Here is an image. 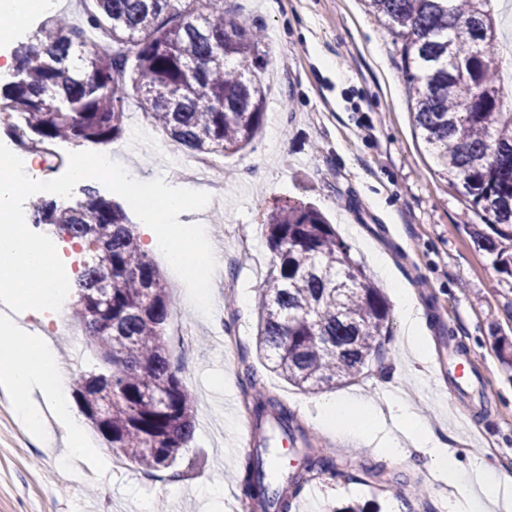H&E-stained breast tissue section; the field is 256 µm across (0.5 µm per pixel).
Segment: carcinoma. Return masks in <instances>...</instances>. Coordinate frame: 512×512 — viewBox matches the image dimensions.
<instances>
[{
	"instance_id": "1",
	"label": "carcinoma",
	"mask_w": 512,
	"mask_h": 512,
	"mask_svg": "<svg viewBox=\"0 0 512 512\" xmlns=\"http://www.w3.org/2000/svg\"><path fill=\"white\" fill-rule=\"evenodd\" d=\"M84 26H41L44 53L17 51L4 98L35 142L110 143L123 132L129 90L178 150L234 154L260 132L266 96L260 31L224 10V0H89ZM401 41L409 103L419 137L442 175L487 223L478 246L512 267V112L494 50L502 38L500 0H366ZM35 224L94 251L76 281L72 316L95 345L97 367L76 375L81 411L107 447L153 474L169 468L194 433L192 396L164 340L172 299L118 204L86 189L60 208L41 203ZM273 253L256 301L257 348L270 369L307 390L354 381L379 361L389 304L351 247L316 208L286 202L270 215ZM252 420L288 436L302 468L281 484L266 473V448L242 462L243 496L260 512H292L313 473L333 459L267 395L245 367Z\"/></svg>"
}]
</instances>
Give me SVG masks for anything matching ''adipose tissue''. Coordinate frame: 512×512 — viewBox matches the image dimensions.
<instances>
[{"label": "adipose tissue", "mask_w": 512, "mask_h": 512, "mask_svg": "<svg viewBox=\"0 0 512 512\" xmlns=\"http://www.w3.org/2000/svg\"><path fill=\"white\" fill-rule=\"evenodd\" d=\"M55 7V0H0V42L13 40L20 33L23 20L47 14ZM91 165L134 195L148 190L136 170L114 166L111 153L106 151L89 159H77L73 165L74 180H82ZM19 183L11 156L1 155L0 391L10 396L14 416L33 442L51 449L62 434L69 441L70 455L82 457L89 453L85 425L72 410L67 382L57 379L53 373L55 348L45 336L25 329L20 322L19 304L30 303L50 312L64 291L51 276L53 264L43 248L12 221L11 198ZM189 202L187 191H177L149 203L142 212L143 245L164 254L169 267L180 276L199 266L187 246L191 232L167 228L164 219L171 212L186 209ZM317 408V425L338 428L361 441L375 437L376 421L391 422L400 434L389 439L385 449L396 457H405L408 447L425 448L433 443L411 405L401 398L391 399L380 407L365 398L324 396ZM428 466L458 490L457 496L448 502V512H486L491 502L498 503L502 512H512V498L501 492L506 479L495 468L485 467L471 478L447 468L442 457L435 454L430 455ZM474 483L480 486L481 495L470 492L469 487Z\"/></svg>", "instance_id": "ef3b65f1"}]
</instances>
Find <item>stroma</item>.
Instances as JSON below:
<instances>
[{
    "label": "stroma",
    "mask_w": 512,
    "mask_h": 512,
    "mask_svg": "<svg viewBox=\"0 0 512 512\" xmlns=\"http://www.w3.org/2000/svg\"><path fill=\"white\" fill-rule=\"evenodd\" d=\"M226 7L264 33V128L245 150L216 157L211 177L223 182L222 196L204 184L191 187L189 210L166 219L196 227L195 256L224 253L223 279L210 290L208 316L195 312L188 283L164 257L150 255L170 287L166 342L173 367L195 396L194 437L182 458L151 482L132 465L115 470L39 447L0 395V512H142L146 503L165 512H236L240 464L253 430L238 408L247 365L306 429L315 430L336 463L334 471L305 485L293 512H346L350 506L391 512L397 498L410 508L425 498L436 512H448V486L428 469L427 449L409 448L401 459L315 428L319 392L289 384L260 357L254 301L271 259L265 226L287 201L310 203L326 214L390 304H397L403 289L422 311L419 333L428 357L410 350L398 314H391L383 343L386 371L363 372L337 387L335 397L368 396L380 405L405 398L452 467L470 473L490 465L512 478V368L500 359L501 345L512 342V274L474 243L470 227L479 216L439 174L414 134L400 42L364 0H228ZM111 149L117 163L140 170L153 196L185 187L180 170L191 154L169 145L136 99H129L124 131ZM18 171L14 218L51 249L59 238L30 219L43 200L37 167L22 162ZM58 178L65 205H75L92 186L119 204L131 224H140V204L109 177L75 181L65 167ZM180 323L191 335H177ZM228 331L239 342L242 361L225 354ZM457 351L470 355L483 386L452 398L446 374ZM374 464L384 466L385 485L357 482L363 468ZM422 488L427 497L419 496Z\"/></svg>",
    "instance_id": "stroma-1"
}]
</instances>
